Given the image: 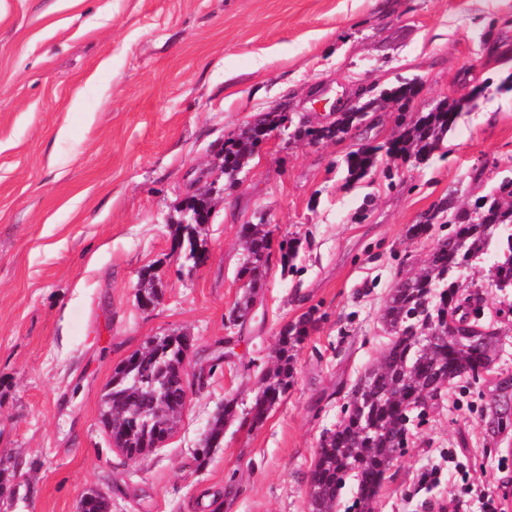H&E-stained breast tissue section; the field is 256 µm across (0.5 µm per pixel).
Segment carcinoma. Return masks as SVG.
I'll return each instance as SVG.
<instances>
[{
  "label": "carcinoma",
  "instance_id": "carcinoma-1",
  "mask_svg": "<svg viewBox=\"0 0 512 512\" xmlns=\"http://www.w3.org/2000/svg\"><path fill=\"white\" fill-rule=\"evenodd\" d=\"M413 92L407 83L368 102L379 107L387 102L400 103ZM462 102H445L433 111L411 118L403 108L395 116L397 131L379 146L363 145L346 158L348 176L361 180L385 152L392 160L422 163L440 148L444 136L455 124ZM364 116L351 109L340 113L328 126L300 125L293 137L332 139L358 128ZM288 121L282 112H266L254 119L240 133L224 141V177L235 183L239 169L263 142L268 131ZM199 215L197 224H175V241L180 251L201 257L207 249L199 244L202 226L209 223L212 209L201 194L188 197ZM481 211L471 214L455 207L453 198L442 203L441 211L454 210L448 216L453 229L441 239L424 264L401 277L391 289L382 311V320L392 340L378 361L353 385L351 400L343 421L325 433L319 443L310 476V512H333L346 478H358L356 512H374V503L385 474L404 448L405 418L409 405L428 397L435 398L433 384L443 369L448 379L465 377L474 382L495 360L496 333L472 340L462 336H438L434 318L448 312L460 291L459 278L473 263L490 260L489 287L502 295L512 294V176L503 177L490 192L481 197ZM271 231L265 222L243 224L240 237L246 257L238 270L246 292L238 302L233 320L249 313L256 295L263 288L269 269ZM140 292L146 304L156 306L161 289L154 276L141 275ZM315 319L306 313L282 330L276 349V366L263 373L262 388L252 406L242 417L249 426L261 424L288 393L294 379L297 348L309 335ZM189 337L181 334L153 336L145 346L132 352L112 371L107 391L102 397L100 423L112 428L117 447L131 458L146 456L165 435L175 431L186 404V388L204 385V377L189 381L186 357ZM512 399V381L496 383L491 398V414L497 429L512 424L508 401ZM237 418L235 399L224 401L222 411L209 422L205 444L196 449L192 459L202 465L209 452L224 440L225 425ZM86 512H112V501L92 491L85 494Z\"/></svg>",
  "mask_w": 512,
  "mask_h": 512
}]
</instances>
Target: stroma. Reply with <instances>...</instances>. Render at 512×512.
I'll return each mask as SVG.
<instances>
[{
    "label": "stroma",
    "instance_id": "35a3bbf8",
    "mask_svg": "<svg viewBox=\"0 0 512 512\" xmlns=\"http://www.w3.org/2000/svg\"><path fill=\"white\" fill-rule=\"evenodd\" d=\"M406 82L410 113L465 102L428 160L382 154L348 181L347 155L394 134L390 109L358 135H268L214 201L208 265L181 269L173 225L188 195L223 185L228 137L263 112L322 126ZM511 172L512 0H0V455L25 462L0 512H77L91 487L112 512H210L217 494L227 512H309L320 438L389 342L390 290L450 230L411 226L448 197L474 209ZM261 220L298 255L285 268L272 253L236 323L239 231ZM146 269L162 289L148 311ZM463 286L499 333L495 370L512 377V306L485 269ZM310 311L285 399L261 426L228 423L195 465L214 412L228 398L248 412L282 328ZM172 332L190 338V371L224 362L163 447L126 458L99 423L102 396L120 361ZM492 388L455 380L412 411L375 512H480L487 492L512 512V427L492 434Z\"/></svg>",
    "mask_w": 512,
    "mask_h": 512
}]
</instances>
